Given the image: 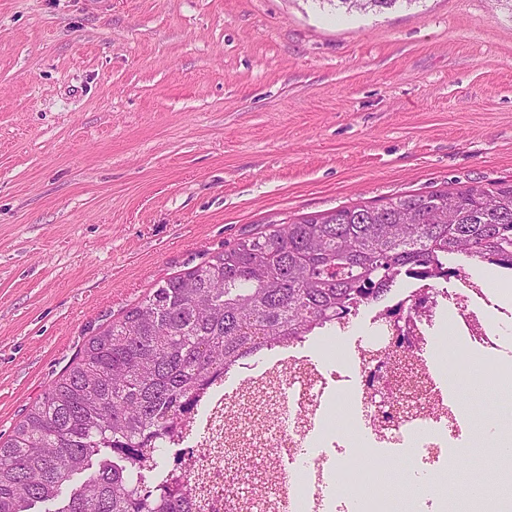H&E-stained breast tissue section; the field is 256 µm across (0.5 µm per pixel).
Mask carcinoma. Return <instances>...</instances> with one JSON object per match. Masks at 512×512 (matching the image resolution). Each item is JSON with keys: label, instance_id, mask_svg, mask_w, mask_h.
Returning a JSON list of instances; mask_svg holds the SVG:
<instances>
[{"label": "carcinoma", "instance_id": "carcinoma-1", "mask_svg": "<svg viewBox=\"0 0 512 512\" xmlns=\"http://www.w3.org/2000/svg\"><path fill=\"white\" fill-rule=\"evenodd\" d=\"M334 1L348 13L414 2ZM458 256L512 271V183L291 219L168 278L91 337L0 441V512H192L181 478L155 480L152 443L214 375L331 328L404 275Z\"/></svg>", "mask_w": 512, "mask_h": 512}]
</instances>
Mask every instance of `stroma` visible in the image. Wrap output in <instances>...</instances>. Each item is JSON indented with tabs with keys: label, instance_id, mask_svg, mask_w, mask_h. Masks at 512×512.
Wrapping results in <instances>:
<instances>
[{
	"label": "stroma",
	"instance_id": "35a3bbf8",
	"mask_svg": "<svg viewBox=\"0 0 512 512\" xmlns=\"http://www.w3.org/2000/svg\"><path fill=\"white\" fill-rule=\"evenodd\" d=\"M512 183V12L0 0V441L99 328L247 234ZM465 427L502 406L485 360Z\"/></svg>",
	"mask_w": 512,
	"mask_h": 512
}]
</instances>
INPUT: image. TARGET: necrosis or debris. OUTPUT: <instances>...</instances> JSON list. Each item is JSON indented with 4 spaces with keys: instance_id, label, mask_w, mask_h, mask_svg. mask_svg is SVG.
<instances>
[{
    "instance_id": "1",
    "label": "necrosis or debris",
    "mask_w": 512,
    "mask_h": 512,
    "mask_svg": "<svg viewBox=\"0 0 512 512\" xmlns=\"http://www.w3.org/2000/svg\"><path fill=\"white\" fill-rule=\"evenodd\" d=\"M512 272L497 270L494 283L463 272L452 279L435 274L405 275L388 302L371 300L359 313L372 329L369 340H349L350 320L336 325L347 340V362L315 361L309 341H285L260 360L238 361L214 378L189 418L165 436L177 449L187 494L202 512H224V450L273 449L267 462L272 498L256 503L243 492L241 512H392L394 489L380 482L374 465L378 448H401L415 475L407 488L411 512H448V465L464 435L459 396L451 376L467 371L469 346L487 355L503 393L512 392ZM445 319L442 334L437 319ZM466 342L455 356L447 338ZM349 396L353 424L367 433L361 445L336 435L337 397ZM356 460L364 481L348 496L334 491L346 459Z\"/></svg>"
}]
</instances>
